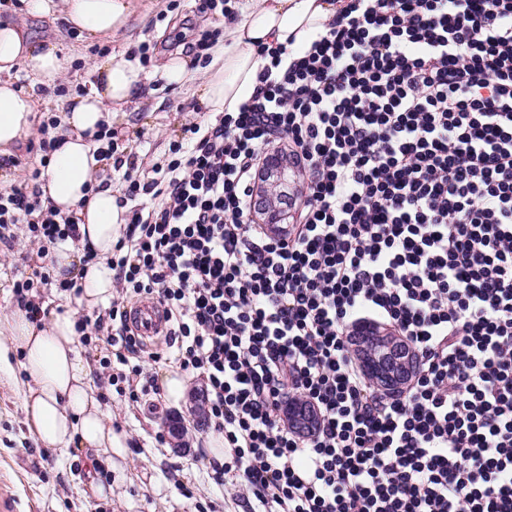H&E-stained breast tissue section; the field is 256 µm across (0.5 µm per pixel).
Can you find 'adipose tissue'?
<instances>
[{
	"mask_svg": "<svg viewBox=\"0 0 512 512\" xmlns=\"http://www.w3.org/2000/svg\"><path fill=\"white\" fill-rule=\"evenodd\" d=\"M345 0H236L234 13L224 18V44L216 49L206 70L200 100L207 111L235 112L256 91L264 65L258 44H291L306 48L311 39L344 9ZM31 15L60 12L63 20L88 38L111 36L123 28L134 11L133 0H26ZM25 65L43 80H56L66 61L54 42L32 40L23 26L0 24V153L28 137L34 126L33 94L16 89L10 74ZM95 82L85 95L64 103L61 147L52 152L39 180L44 197L61 215L73 217L82 239L98 259L84 263L83 252L71 243L54 246L51 266L56 278H81L75 303H64L44 326L32 324L24 311L7 316L0 336V370L10 371L9 356L23 354L28 381L22 405L30 430L50 448L77 447L88 463L122 447L90 385L92 368L76 347L79 308L92 309L112 298V271L107 259L124 224V211L111 188L90 191L107 160L89 140L99 123L111 122L113 105L139 93L147 77L124 54L112 53L95 64Z\"/></svg>",
	"mask_w": 512,
	"mask_h": 512,
	"instance_id": "adipose-tissue-1",
	"label": "adipose tissue"
}]
</instances>
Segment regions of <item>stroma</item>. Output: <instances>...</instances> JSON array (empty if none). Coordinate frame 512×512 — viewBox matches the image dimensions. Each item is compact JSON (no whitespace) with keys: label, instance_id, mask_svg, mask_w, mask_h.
<instances>
[{"label":"stroma","instance_id":"1","mask_svg":"<svg viewBox=\"0 0 512 512\" xmlns=\"http://www.w3.org/2000/svg\"><path fill=\"white\" fill-rule=\"evenodd\" d=\"M3 22L24 25L36 39L55 41L74 61L56 84L40 83L23 67L13 70L15 87L35 93L42 120L60 114L65 96L88 89L91 65L102 51L129 55L145 41L161 43L179 36L190 41L203 33L214 44L224 39L223 18L200 14L196 0H135L127 25L93 45L70 35L68 24L56 14L33 17L0 9ZM202 78L203 70L197 67L180 86L150 82L113 113L117 153L136 154L139 174L165 162L170 143L181 139L185 127L206 122L208 114L198 94ZM61 86L66 89L62 95L57 92ZM43 264L25 236H18L9 248L0 243V317L18 308L12 293L16 273L28 276ZM79 353L93 363V383L114 430L124 437L123 447L113 449L111 462H99L96 470L112 493L104 498L89 496L84 456L73 448L44 449L28 428L21 402L27 377L21 355L14 354L11 374L0 373V512H249L231 483L220 486L209 476L213 454L208 442L213 433L204 419L202 401H191L187 395L175 400L165 394L156 410L144 404L130 408L127 396L107 383L98 364L107 354L105 347L83 346ZM176 417L183 424V446L169 444L157 451L156 434L166 433Z\"/></svg>","mask_w":512,"mask_h":512}]
</instances>
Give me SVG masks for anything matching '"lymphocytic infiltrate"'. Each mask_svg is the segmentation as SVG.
I'll return each mask as SVG.
<instances>
[{
	"mask_svg": "<svg viewBox=\"0 0 512 512\" xmlns=\"http://www.w3.org/2000/svg\"><path fill=\"white\" fill-rule=\"evenodd\" d=\"M239 111L186 128L127 183L110 306L83 345L129 399L160 361L128 324L161 304L183 371L255 512H512V0H348L296 52L276 45ZM308 175L281 234L248 201L268 151ZM79 241L39 188L0 191V242ZM383 323L418 355L402 394L376 391L352 327ZM320 413L282 426L288 402Z\"/></svg>",
	"mask_w": 512,
	"mask_h": 512,
	"instance_id": "obj_1",
	"label": "lymphocytic infiltrate"
}]
</instances>
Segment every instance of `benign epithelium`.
<instances>
[{"label": "benign epithelium", "mask_w": 512, "mask_h": 512, "mask_svg": "<svg viewBox=\"0 0 512 512\" xmlns=\"http://www.w3.org/2000/svg\"><path fill=\"white\" fill-rule=\"evenodd\" d=\"M296 177L295 167L276 154L267 156L258 171L250 218L273 231L294 223L295 216L277 202L288 200ZM351 350L360 365L367 367L372 384L386 392L404 389L416 371L417 355L407 341L393 329L377 325L350 336ZM317 422L314 407H304L288 415V426L298 433L312 430Z\"/></svg>", "instance_id": "1"}]
</instances>
